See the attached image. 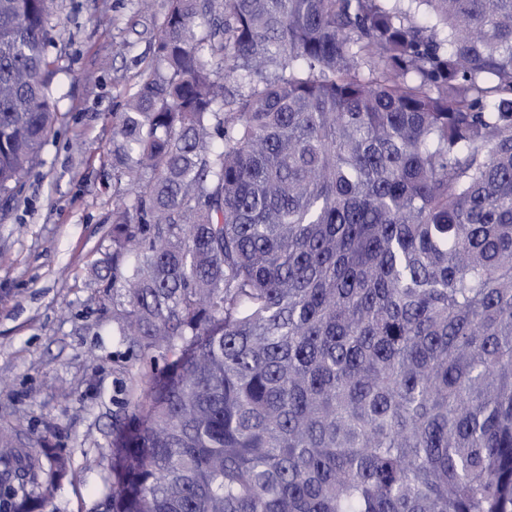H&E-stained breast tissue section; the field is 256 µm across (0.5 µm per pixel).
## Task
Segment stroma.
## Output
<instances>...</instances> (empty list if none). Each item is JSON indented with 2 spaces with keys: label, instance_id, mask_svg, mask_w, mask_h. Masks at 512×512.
<instances>
[{
  "label": "stroma",
  "instance_id": "1",
  "mask_svg": "<svg viewBox=\"0 0 512 512\" xmlns=\"http://www.w3.org/2000/svg\"><path fill=\"white\" fill-rule=\"evenodd\" d=\"M168 0H56L50 55L62 121L0 216V424L46 438L70 464L54 512H105L112 425L162 369L112 333V120L152 59Z\"/></svg>",
  "mask_w": 512,
  "mask_h": 512
}]
</instances>
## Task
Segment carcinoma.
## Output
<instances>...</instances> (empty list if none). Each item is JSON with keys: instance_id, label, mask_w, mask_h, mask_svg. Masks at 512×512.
Masks as SVG:
<instances>
[{"instance_id": "carcinoma-1", "label": "carcinoma", "mask_w": 512, "mask_h": 512, "mask_svg": "<svg viewBox=\"0 0 512 512\" xmlns=\"http://www.w3.org/2000/svg\"><path fill=\"white\" fill-rule=\"evenodd\" d=\"M169 0L113 122L111 512H512V0ZM0 0V211L57 123ZM0 431L11 512L68 463Z\"/></svg>"}]
</instances>
